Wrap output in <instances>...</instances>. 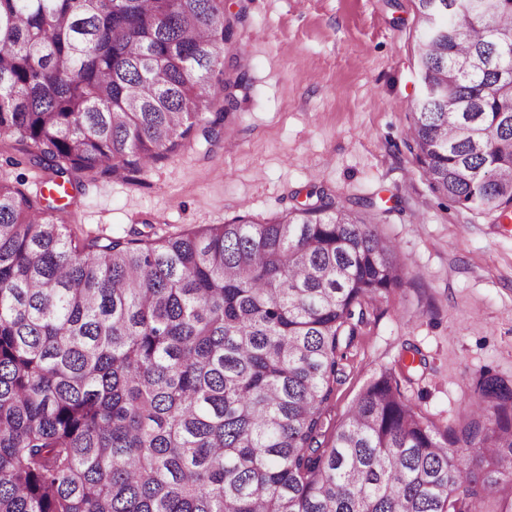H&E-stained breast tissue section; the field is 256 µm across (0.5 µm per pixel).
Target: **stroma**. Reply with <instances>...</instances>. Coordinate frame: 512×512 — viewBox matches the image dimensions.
<instances>
[{
  "mask_svg": "<svg viewBox=\"0 0 512 512\" xmlns=\"http://www.w3.org/2000/svg\"><path fill=\"white\" fill-rule=\"evenodd\" d=\"M238 20L224 70L247 71L224 137L193 143L150 169L80 173L52 216L78 238L146 242L248 216L266 222L323 188L339 204L370 196L409 282L379 301L343 360L326 412L338 428L360 391L395 373L438 429L461 424L473 382L512 377V230L433 196L401 142L420 93L416 0H224ZM25 192L53 180L0 135V180ZM416 350L412 371L402 356Z\"/></svg>",
  "mask_w": 512,
  "mask_h": 512,
  "instance_id": "35a3bbf8",
  "label": "stroma"
}]
</instances>
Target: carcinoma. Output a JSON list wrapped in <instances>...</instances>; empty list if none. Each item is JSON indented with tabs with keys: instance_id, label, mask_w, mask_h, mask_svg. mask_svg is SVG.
Here are the masks:
<instances>
[{
	"instance_id": "1",
	"label": "carcinoma",
	"mask_w": 512,
	"mask_h": 512,
	"mask_svg": "<svg viewBox=\"0 0 512 512\" xmlns=\"http://www.w3.org/2000/svg\"><path fill=\"white\" fill-rule=\"evenodd\" d=\"M403 146L430 191L512 221V0H417ZM224 0H0V135L57 174L138 171L236 108ZM457 78L453 97L440 85ZM316 202L154 242L76 239L0 182V512H512V378L439 432L382 373L325 410L408 271Z\"/></svg>"
}]
</instances>
